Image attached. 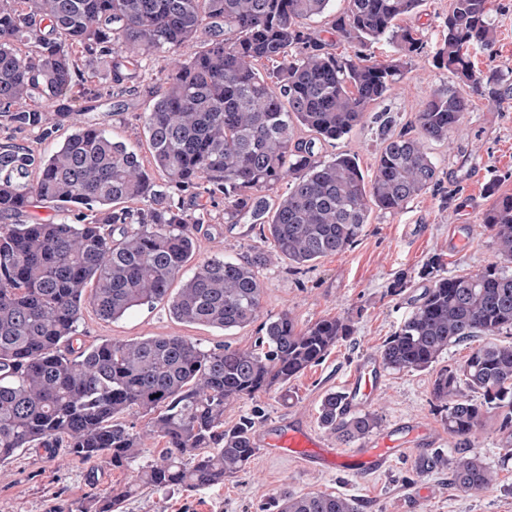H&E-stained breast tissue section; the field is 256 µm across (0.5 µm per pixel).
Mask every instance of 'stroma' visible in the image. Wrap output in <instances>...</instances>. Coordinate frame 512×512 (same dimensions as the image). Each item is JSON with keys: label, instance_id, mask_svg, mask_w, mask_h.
<instances>
[{"label": "stroma", "instance_id": "1", "mask_svg": "<svg viewBox=\"0 0 512 512\" xmlns=\"http://www.w3.org/2000/svg\"><path fill=\"white\" fill-rule=\"evenodd\" d=\"M449 4L450 0H423L402 19L404 26L418 30L424 49L412 57L408 72L377 106L378 111L392 113L399 127L410 123L435 87L457 84L454 76L432 65ZM489 8L498 42L493 53L477 52L473 61L484 71L508 72L512 70V0H489ZM166 69L165 55L147 59L141 91L114 111L95 113L94 122L115 139H141L143 116L150 104L146 90L159 86ZM380 147V130L370 117L336 144L337 151L356 157L368 177L373 174ZM429 152L439 167V186L410 200L399 212L373 213L352 247L320 258L299 272L284 261L261 268V318L288 310L305 326L338 315L349 321L351 334L317 365L286 386L260 396L265 417L258 432L296 419L332 447L348 454L360 450L361 441L339 442L321 427L318 409L324 396L342 391L362 355L380 354L385 340L427 287L420 271L431 255H442L449 276L497 262L480 217L495 196L512 194V105L498 107L473 96L450 140L430 143ZM269 247L249 225L225 224L224 209L219 206L213 208L210 230L199 235L196 252L182 274L191 276L198 266L217 256L241 260ZM401 272L410 276L411 283L401 295H391L389 286ZM77 332L89 344L104 339L130 342L144 336H182L205 349L220 345L245 349L256 339L252 325L225 331L179 322L163 302L134 308L115 321L101 319L91 306H84ZM472 347L469 341L454 345L435 367L426 370H382L381 390L370 407L379 418V432L415 421L437 435L436 450L447 461L459 456L458 440L449 433L431 390L437 371L461 364ZM471 449L494 470L492 485L479 493L457 488L447 463L416 474L415 462L423 455L416 448L406 449L385 469L369 474L312 469L300 459L272 457L260 449L244 471L221 486L166 493L142 489L124 500L122 512H274L273 498L286 491L340 493L356 501L358 512H512V460L504 457L496 417H489L478 430ZM131 479V473L83 462L63 448H27L17 453L0 477V512H53L75 498L122 490Z\"/></svg>", "mask_w": 512, "mask_h": 512}]
</instances>
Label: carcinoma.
Here are the masks:
<instances>
[{
    "label": "carcinoma",
    "instance_id": "cac0c4a2",
    "mask_svg": "<svg viewBox=\"0 0 512 512\" xmlns=\"http://www.w3.org/2000/svg\"><path fill=\"white\" fill-rule=\"evenodd\" d=\"M333 0H0V126L49 138L74 133L45 155L0 143V218L49 208L57 220L0 225V467L24 448H66L88 463L129 470L149 439L165 440L158 460L109 497H83L53 512H118L141 486L188 491L224 483L256 452L260 407L230 427L224 404L255 400L322 361L351 327L339 316L301 326L285 310L259 324L254 346L203 349L182 336L88 345L76 331L84 304L116 320L164 302L190 325L229 330L257 321L258 268L274 259L297 267L351 247L375 211L396 213L438 186L431 142H445L470 97L512 104V74L474 69L471 51L492 52L497 30L488 0H451L436 68L469 89L438 87L410 126L376 115L382 147L371 179L356 158L322 155L350 135L370 107L403 77L421 38L399 21L421 0H347L329 22L335 38L305 28ZM394 55L372 60L368 47ZM349 50L336 52L337 43ZM171 54L169 71L144 115L150 154L111 137L88 118L132 96L144 59ZM271 64L261 74L257 65ZM80 87L84 105L69 104ZM224 223L268 232L273 251L244 261L214 257L174 279L196 250L210 207ZM501 259L512 261V195L482 213ZM383 345L389 369L426 370L448 347L484 337L456 368L437 373L432 396L448 431L468 445L486 416L498 419L512 456V273L496 264L461 276L440 274ZM475 394L470 398L464 391ZM343 395L323 398L318 419L344 442L379 425L371 412L345 415ZM151 416L136 431L119 416ZM465 492L488 489L493 474L477 453L450 463ZM276 512H356L342 494L284 493Z\"/></svg>",
    "mask_w": 512,
    "mask_h": 512
}]
</instances>
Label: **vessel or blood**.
Instances as JSON below:
<instances>
[{
	"label": "vessel or blood",
	"instance_id": "vessel-or-blood-1",
	"mask_svg": "<svg viewBox=\"0 0 512 512\" xmlns=\"http://www.w3.org/2000/svg\"><path fill=\"white\" fill-rule=\"evenodd\" d=\"M380 362L372 355L364 356L344 383L349 408L363 409L378 395L381 386ZM424 430L411 423L396 424L366 450L351 456L318 440L306 429L283 424L263 436L260 445L271 456H295L303 461L321 466L336 467L375 473L381 471L389 458L411 445L424 443Z\"/></svg>",
	"mask_w": 512,
	"mask_h": 512
}]
</instances>
